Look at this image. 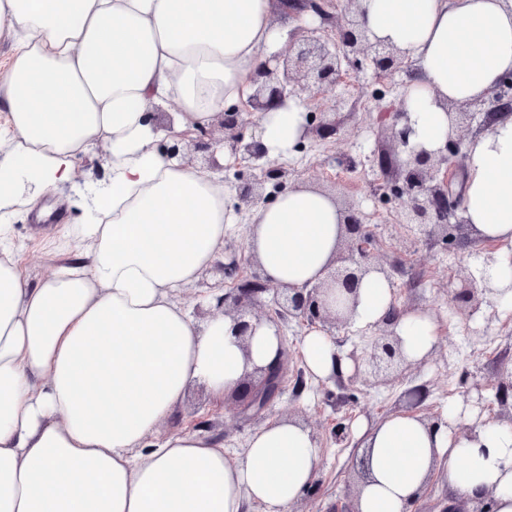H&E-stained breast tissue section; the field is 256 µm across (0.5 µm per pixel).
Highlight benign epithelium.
Instances as JSON below:
<instances>
[{
  "mask_svg": "<svg viewBox=\"0 0 512 512\" xmlns=\"http://www.w3.org/2000/svg\"><path fill=\"white\" fill-rule=\"evenodd\" d=\"M323 0H282L285 11H312L324 20L334 23L336 17L326 11ZM352 13L347 23L335 27V37L330 38L316 28H305L275 57V63H264L253 77L254 92L249 106L257 112H265L279 105L287 97L303 93L315 94L327 86L337 85L344 73V65L350 57L365 56L377 75H389L401 68L404 57L399 49L372 34L363 22L366 13L364 0H346ZM461 111L448 112L449 139L463 141L461 132L482 113L497 112L512 116V94L507 95L496 86L484 100L458 103ZM400 129L392 132L394 149L402 155L405 174L404 193L407 200L402 211L403 223L415 238L448 240V230L463 227L458 216L462 198L454 194L452 185L456 172H448V156L442 151L432 152L410 142L412 128L408 113L397 114ZM215 126L221 131L215 136L213 129L200 127L192 132L168 130L171 143L161 145L159 155L166 160L191 163L188 148L204 154L207 167L222 170L217 156L220 149L250 161H264L263 176L253 184L238 188L240 205L248 208L268 197L260 192L267 183L278 189L285 176L283 167L264 160L260 142L256 137H245L240 132V110L225 111L217 117ZM227 261L217 264L226 278L235 280L233 288L216 298L215 310L230 319L233 335L249 348V338L255 326L263 321L276 323L280 320H296L323 330L326 335L350 325L351 296L364 277L378 273L389 277L385 262L379 254L376 235L366 229L358 213L345 215L344 235L336 252V267L327 278L312 286L292 287L273 285L263 275L258 260L251 256L241 257L234 251L226 254ZM274 294V307H266L261 295ZM504 293L496 290L489 278L470 276L454 289L452 301L456 309L467 317L476 315L482 306L499 302ZM409 313L406 308L392 305L391 311L374 324V335L369 337L361 352L350 355L354 364V376L364 375L373 386H387L406 376L414 369L429 363L437 353L420 360H411L403 352L401 340L395 331L398 319ZM288 352L282 350L278 361L265 368H257L240 382V390L224 397L234 405L237 413L253 418L264 414L283 392L286 384L285 368ZM498 392V412L488 420L512 427V367L501 368L495 374Z\"/></svg>",
  "mask_w": 512,
  "mask_h": 512,
  "instance_id": "obj_1",
  "label": "benign epithelium"
}]
</instances>
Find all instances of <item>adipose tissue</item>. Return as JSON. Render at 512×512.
Here are the masks:
<instances>
[{
    "instance_id": "obj_1",
    "label": "adipose tissue",
    "mask_w": 512,
    "mask_h": 512,
    "mask_svg": "<svg viewBox=\"0 0 512 512\" xmlns=\"http://www.w3.org/2000/svg\"><path fill=\"white\" fill-rule=\"evenodd\" d=\"M366 25L419 69L405 96L413 144L448 136L445 103L481 99L512 72V0H369ZM0 36L13 44L0 85V512H288L313 481L321 450L310 430L273 418L238 457L203 428L150 436L205 384L223 401L253 366L280 356L273 324L242 351L223 316L196 325L179 293L224 258L239 217L223 181L162 159L163 131L147 112L171 108L173 129L211 124L247 102L261 62L288 45L271 0H0ZM305 105L288 98L260 113L256 137L270 160L291 155ZM112 183L90 224L68 225L53 246L62 262L30 281L11 217L71 180L97 144ZM463 217L479 237L512 244V118L466 145ZM344 217L332 196L301 185L254 205L247 247L276 284L322 280ZM378 274L358 288L352 322L391 310ZM409 358L426 356L436 326L399 319ZM301 352L314 377L353 369L319 329ZM459 404L436 423L400 412L358 425L370 474L359 512H412L436 467L452 501L471 512L487 491L512 512V429L455 439Z\"/></svg>"
}]
</instances>
